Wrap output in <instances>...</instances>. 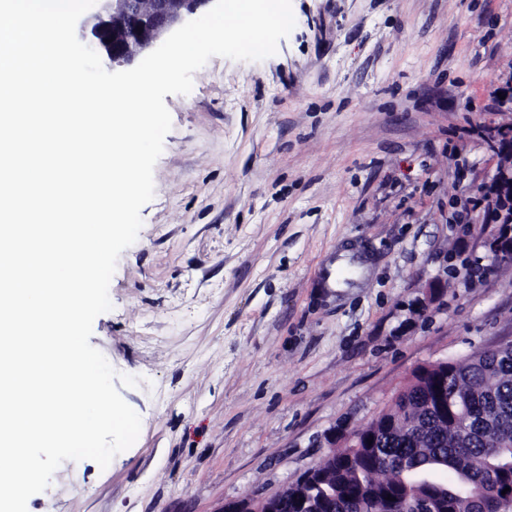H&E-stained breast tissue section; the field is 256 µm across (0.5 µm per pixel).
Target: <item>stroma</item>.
Returning a JSON list of instances; mask_svg holds the SVG:
<instances>
[{"mask_svg": "<svg viewBox=\"0 0 512 512\" xmlns=\"http://www.w3.org/2000/svg\"><path fill=\"white\" fill-rule=\"evenodd\" d=\"M260 61L214 57L172 128L91 345L141 418L107 468L64 461L27 512H220L287 488L425 365L512 338V260L467 200L508 130L512 0H291ZM469 211L470 221L454 223ZM361 245L364 279L317 265ZM336 257L326 260L320 264L316 275L322 283L331 281L335 286H352L360 276L361 270L359 266L352 260L348 263L336 266Z\"/></svg>", "mask_w": 512, "mask_h": 512, "instance_id": "stroma-1", "label": "stroma"}]
</instances>
